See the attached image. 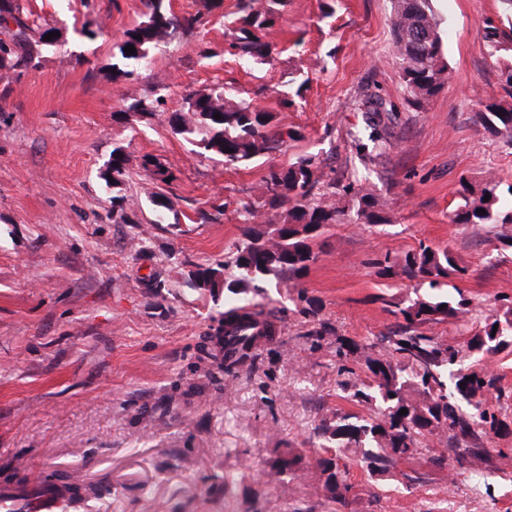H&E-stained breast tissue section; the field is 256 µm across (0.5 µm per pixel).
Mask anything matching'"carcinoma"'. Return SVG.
Instances as JSON below:
<instances>
[{
    "instance_id": "1",
    "label": "carcinoma",
    "mask_w": 512,
    "mask_h": 512,
    "mask_svg": "<svg viewBox=\"0 0 512 512\" xmlns=\"http://www.w3.org/2000/svg\"><path fill=\"white\" fill-rule=\"evenodd\" d=\"M432 0H395L392 19L393 44L401 65V79L418 109L439 92L451 79L452 72L442 53L439 23ZM288 0H238L235 36L229 47L248 64L270 62L277 45L271 38L273 28L283 18ZM144 19L122 33L114 46L112 81L116 84L135 81L149 60L152 49L165 43L179 29L191 30L203 22L198 12L175 15L166 0H144ZM21 0H0V28L11 23L16 30L8 39H0V78L12 71L35 67L36 50L28 40L30 25L22 18ZM484 38L498 51H512V26L503 32L489 27ZM132 45L136 52L126 54ZM506 97L478 102L477 122L490 134L512 146V65L502 71ZM158 95L153 99H122L114 116L127 119L130 113L140 118L160 116ZM372 150L387 142L390 113L382 100L366 96ZM182 112L166 117L172 132L199 149L202 155L215 157L224 167L247 166L273 152L285 139L299 140L298 130L284 132L275 114L249 103L236 101L224 90L198 91L185 100ZM221 115L217 120L214 115ZM232 152H226V149ZM132 158L121 146L100 170L103 185L112 189V220L127 222V209L134 206L122 194L129 176ZM139 167L154 181L166 185L174 180L169 170L152 155L141 157ZM323 177L314 157H300L286 167L270 165L257 187L255 200L242 201L236 213L242 218L240 237L233 244L229 259H220L192 272L197 283L211 290L224 289V311L216 328L217 353L210 354L226 373L252 363L256 351L268 340L263 334H244L252 322L239 316L241 306L235 296L274 279L293 289L303 303L302 312L316 317L320 311L316 299L301 287L319 252L315 240L324 230L342 223L349 210L356 221L386 224L389 218L378 210L370 193L348 183L343 196L334 191L336 183L326 184L328 192L316 201L314 190ZM457 194L460 202L449 220L459 225H489L502 245L512 247V182L489 177L476 186L460 176ZM489 201H484L485 195ZM286 207L279 224L259 222L261 209ZM485 213L480 214L478 210ZM376 275L383 279L408 280L425 287L423 295L389 302V314L395 318L390 335L380 343L361 344L345 336L336 337V366L341 398L366 409L364 413L338 411L322 420L319 432L325 439L326 455L315 460L323 479L327 498L344 503L353 489L347 481L349 463L344 450L351 449L357 464L367 473L384 476L404 461L426 458L443 467L448 460L477 473L486 461L483 439L488 434L512 432V421L503 414L512 400L497 386V378L471 366L464 357L480 358L512 345V297L501 298L499 313L476 321L466 344L442 340L432 328L449 323L465 325L472 321L473 305L461 289L448 290V279L463 276L467 269L457 264L446 247L418 246L400 256L384 255L372 262ZM474 380H469V377ZM407 409L404 415L401 409ZM431 436L448 439V448L439 454L425 455L423 440ZM304 471V453L289 449L280 453L269 476L285 482V477Z\"/></svg>"
}]
</instances>
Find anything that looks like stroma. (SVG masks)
Returning <instances> with one entry per match:
<instances>
[{
	"label": "stroma",
	"mask_w": 512,
	"mask_h": 512,
	"mask_svg": "<svg viewBox=\"0 0 512 512\" xmlns=\"http://www.w3.org/2000/svg\"><path fill=\"white\" fill-rule=\"evenodd\" d=\"M60 50L36 68L0 79V486L50 478L103 485L71 512H512V465L485 438L484 475L425 460L370 478L351 465L346 505L330 502L316 470L281 485L266 473L279 450L316 455L321 418L349 404L336 393L333 336L380 341L394 325L386 300L413 290L372 266L425 242L449 248L465 278L456 285L476 312L512 296V249L488 227L450 223L458 179L512 182V147L476 120V102L502 97L512 55L491 54L487 24L507 28L502 0H435L450 82L423 109L409 106L392 44L393 0H288L268 64L230 54L237 0L207 13L204 27L176 32L151 53L139 79L116 84L112 52L140 21L143 0H22ZM91 24L94 38L81 33ZM224 88L274 112L303 137L267 162L227 168L197 155L167 122L115 120L121 99L163 96L167 112L193 91ZM392 111L390 141L371 159L363 101ZM156 156L175 175L158 185L131 169L125 194L134 221H112L99 168L113 147ZM313 155L324 180L356 182L385 224L334 225L317 241L303 280L318 317L287 291L240 299L277 312L278 335L252 369L227 375L209 357L223 296L195 288L196 265L225 259L239 236L235 212L253 198L267 163ZM170 198L178 226L151 222L152 196ZM223 214L203 222L199 211ZM325 335L314 345V332Z\"/></svg>",
	"instance_id": "stroma-1"
}]
</instances>
